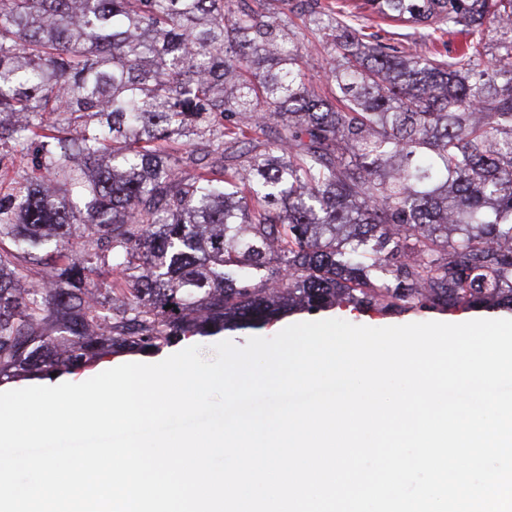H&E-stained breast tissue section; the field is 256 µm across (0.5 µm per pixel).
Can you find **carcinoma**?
Wrapping results in <instances>:
<instances>
[{"instance_id": "cac0c4a2", "label": "carcinoma", "mask_w": 512, "mask_h": 512, "mask_svg": "<svg viewBox=\"0 0 512 512\" xmlns=\"http://www.w3.org/2000/svg\"><path fill=\"white\" fill-rule=\"evenodd\" d=\"M301 2L326 95L280 0H0V147H44L0 201V382L339 303L512 311V0H365L449 61Z\"/></svg>"}]
</instances>
